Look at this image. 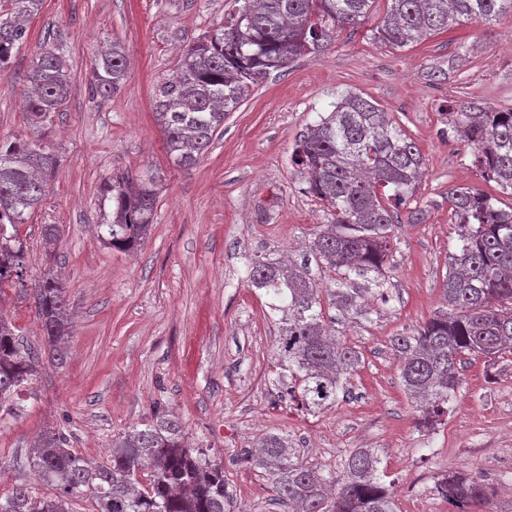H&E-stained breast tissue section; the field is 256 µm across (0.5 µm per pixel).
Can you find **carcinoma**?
<instances>
[{"label": "carcinoma", "mask_w": 512, "mask_h": 512, "mask_svg": "<svg viewBox=\"0 0 512 512\" xmlns=\"http://www.w3.org/2000/svg\"><path fill=\"white\" fill-rule=\"evenodd\" d=\"M0 7V73L27 41L26 23L42 0H5ZM375 0H242L221 26L194 40L177 73L156 84L155 117L167 153L184 169L208 151L224 117L273 71L304 56L319 55L345 31L368 18ZM512 0H388L374 39L402 47L463 21L490 23ZM125 48L114 41L91 65L93 94L109 99L124 84ZM24 105L32 136L0 140V286L23 276L25 249L18 226L40 205L47 177L59 159L42 141L45 127L65 103L71 84L68 59L43 47L26 75ZM449 126L475 150L484 180L512 196V110L493 111L474 103L448 113ZM297 173L331 220L309 242L311 253L332 272L319 286L304 269L277 262L252 263L249 286L264 292L268 307L282 313L276 348L282 388L308 412L336 403L360 363L358 351L331 336L324 306L349 322L371 320L367 296L386 300L385 265L393 238L394 210L414 195L423 157L416 143L380 106L361 94H336L332 109L306 129L292 153ZM112 218L104 242L135 249L153 223L157 177L126 173L105 185ZM459 244L448 253L443 284L453 313L426 322L412 336H397L404 392L428 424L448 412L461 379L463 356L488 362L512 354V209L468 186L448 191ZM36 308L46 345L37 354L19 340L16 327L0 316V405L37 373L40 359L67 360L69 321L64 286L48 272L36 289ZM258 451L240 449L237 461L264 470L285 512H396L372 448L353 450L343 472L324 475L295 459L288 436L270 434ZM37 481L54 487L39 495L27 483L0 495V512H69L71 497L86 492L96 512H234L224 487V466L185 442L179 418L166 414L145 428L112 438V458L94 465L68 447L59 431L41 436L33 457ZM437 492L455 512L490 504L492 492L480 477L455 471L438 480Z\"/></svg>", "instance_id": "cac0c4a2"}]
</instances>
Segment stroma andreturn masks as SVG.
I'll return each instance as SVG.
<instances>
[{"label":"stroma","mask_w":512,"mask_h":512,"mask_svg":"<svg viewBox=\"0 0 512 512\" xmlns=\"http://www.w3.org/2000/svg\"><path fill=\"white\" fill-rule=\"evenodd\" d=\"M234 2L43 0L25 46L0 74V139H10L29 133L23 76L40 47L63 49L72 66L68 97L45 134L60 168L19 229L24 285L0 286V312L26 347L40 349L32 288L50 271L65 283L73 322L66 364L44 366L0 405V493L32 480L38 435L62 431L70 448L100 465L113 436L160 410L180 418L190 446L223 464L240 512H281L266 476L238 464L237 453L282 433L303 463L334 474L353 449H375L398 512H450L435 483L458 469L489 484L491 512H512V356L466 357L447 415L425 425L403 391L391 346L446 309L443 281L457 241L449 189L469 186L512 208V196L482 178L471 145L444 118L466 102L512 109V15L389 47L371 35L387 10L386 0H375L369 18L324 53L272 72L186 170L167 155L154 89L175 74L185 45L229 18ZM114 40L130 68L121 91L102 100L92 94L90 64ZM433 67L447 70L446 82L429 80ZM345 90L389 113L418 146L425 174L395 214L386 300L376 301L371 321L334 324L361 356L349 391L310 414L281 395L280 315L249 287L248 264L301 263L316 227L328 223L291 156L300 134ZM127 171L159 178L154 222L131 252L105 245L97 232L112 211L105 183ZM45 224L60 228L51 249Z\"/></svg>","instance_id":"obj_1"}]
</instances>
